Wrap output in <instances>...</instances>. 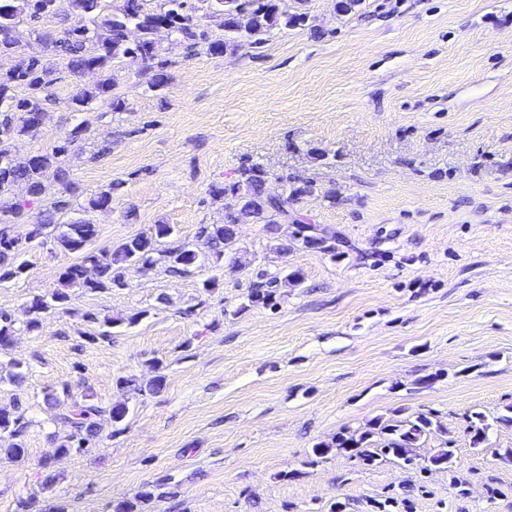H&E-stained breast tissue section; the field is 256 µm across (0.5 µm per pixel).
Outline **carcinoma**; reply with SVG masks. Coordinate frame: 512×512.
<instances>
[{
	"mask_svg": "<svg viewBox=\"0 0 512 512\" xmlns=\"http://www.w3.org/2000/svg\"><path fill=\"white\" fill-rule=\"evenodd\" d=\"M56 2L0 0V58L24 52L28 43L20 30L21 23L26 19L35 21L56 14ZM144 2L117 0V5L109 8L104 0H69L73 21L59 30L47 29L39 34V42L61 57L70 72L98 75L93 86L81 89L73 98L75 110L82 111L99 99L108 100L113 112L126 110V99L114 92L111 71L116 59L128 55L144 62L149 89L168 88L171 82L168 63L162 58L161 48L155 39V33L160 29L170 31L179 41L188 43L191 48L199 47L208 55H224L236 52L246 42L262 43L263 36L274 29L303 26L309 19L306 11L292 14L281 11L277 0H164L157 10L145 9ZM214 24L224 29V38H212L210 27ZM56 73L57 66L45 60L38 51L31 52L18 65L8 69L0 67V197L15 184L23 183L30 196L42 199L47 191L43 176L49 169L54 170L56 181L63 189V194L47 202L36 222L32 223L28 234L30 241L40 237L43 230L54 222L55 215L69 207L68 196L73 194V186L65 158L77 142L85 140L86 134V128L77 126L63 144L50 152L32 155L21 163L12 158L15 135H35L44 124L46 112L41 106L39 93L54 84ZM20 86L27 88V96L16 95ZM269 175L270 172L262 165L244 162L238 167L234 181L210 187L213 197L229 195L236 200L234 206L224 208L221 222L201 227L200 236L215 261L224 259L225 250L232 243L239 224H264L269 233L275 234L280 219L288 216L302 198L317 194L331 204L336 202L335 190L312 181L298 185L288 177L283 178V194L274 198L265 190ZM29 220L26 205L0 201V284L17 280L25 272L26 264L21 261L23 252L8 246V225L27 224ZM330 234L328 228L319 224L299 221L292 238H275V250L286 254L292 247L300 245L332 252L334 247L327 244ZM96 236L97 226L87 219L61 225L56 236L57 246L79 254V258L60 272L52 291L30 301V317L25 324L27 330L37 329L42 314L48 310L64 307L69 290L73 288L91 292L123 288L126 286L124 271L131 266H151L161 261L167 264L168 271L185 274L197 260L196 252L184 243L161 248L162 243L175 238V229L170 224H153L114 250H87ZM302 279L303 274L298 270L286 271L281 277L273 276L251 288L248 300L252 304L273 308L277 305V288L283 284H297ZM15 332L14 320L0 313V350L10 346ZM126 414L127 407L123 403L104 408L94 400V395H84L60 417L72 428V433L61 441L57 451L66 454L74 447L80 450L90 445L99 432L100 417L107 415L112 422L118 423ZM466 422L473 445L485 442L488 429L486 415L473 412L466 416ZM24 428L23 415L0 408V435L17 438ZM434 432L444 434L446 429L430 412H419L405 420L379 417L360 432L341 433L332 444L316 445L313 455L323 459L337 450L366 466L393 460L421 472L432 467L450 471L455 456L450 446H442L427 459L414 453L422 437ZM372 507V512H393L400 507L409 512L411 501L406 497L387 496L383 500H374Z\"/></svg>",
	"mask_w": 512,
	"mask_h": 512,
	"instance_id": "cac0c4a2",
	"label": "carcinoma"
}]
</instances>
